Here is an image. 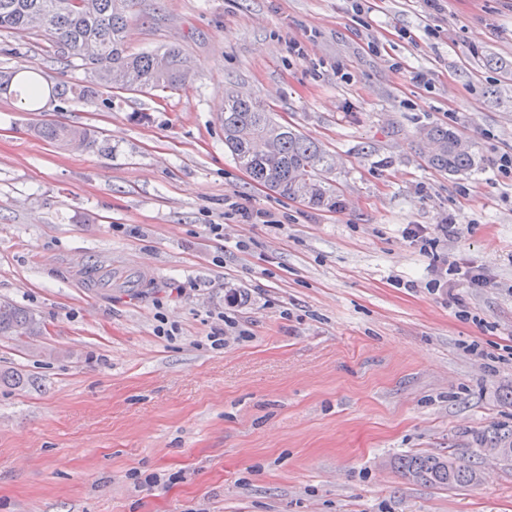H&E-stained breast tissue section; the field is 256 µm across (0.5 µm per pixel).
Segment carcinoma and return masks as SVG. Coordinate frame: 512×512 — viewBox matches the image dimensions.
I'll return each mask as SVG.
<instances>
[{"mask_svg": "<svg viewBox=\"0 0 512 512\" xmlns=\"http://www.w3.org/2000/svg\"><path fill=\"white\" fill-rule=\"evenodd\" d=\"M135 4L136 0H0V31L39 30L54 44L57 56L78 58L87 65L86 84L75 89L54 87L60 99L70 94L84 99L112 88L149 94L185 86L191 62L180 47L127 53V33L137 18ZM222 123L225 148L254 182L314 206L336 208V191L322 178L335 162L318 143L276 122L251 98L234 91L224 94ZM40 134L60 142L83 136L77 129L56 124L42 126ZM422 135L433 145L427 157L433 169L450 175L482 169L478 146L464 134L431 125L423 128ZM39 329L32 313L0 303V336H35ZM478 441L506 445L502 459L512 461V430L483 434ZM394 468L409 479L431 485H476V466L450 456L411 452L394 459Z\"/></svg>", "mask_w": 512, "mask_h": 512, "instance_id": "carcinoma-1", "label": "carcinoma"}]
</instances>
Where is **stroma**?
<instances>
[{"label":"stroma","instance_id":"1","mask_svg":"<svg viewBox=\"0 0 512 512\" xmlns=\"http://www.w3.org/2000/svg\"><path fill=\"white\" fill-rule=\"evenodd\" d=\"M136 14L129 53L181 47L184 88L57 99L81 60L0 31V75L25 62L42 89L0 92V302L41 326L0 337V370L31 380L0 383V512H512V461L476 450L512 430V0ZM228 88L334 157L336 209L237 165ZM46 123L85 137L43 139ZM433 124L483 170L429 168ZM457 260L488 286L432 288ZM408 452L475 460L483 481L409 480L392 465Z\"/></svg>","mask_w":512,"mask_h":512}]
</instances>
